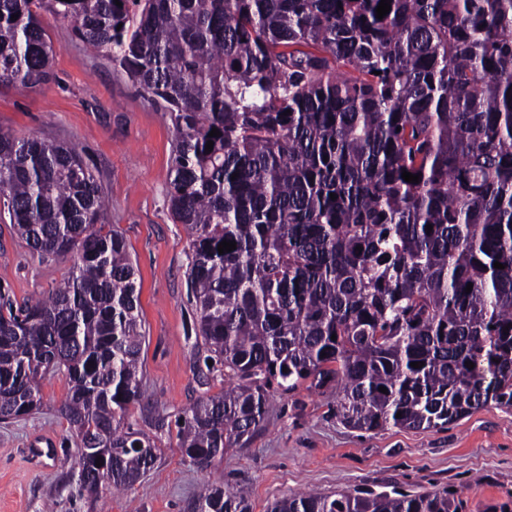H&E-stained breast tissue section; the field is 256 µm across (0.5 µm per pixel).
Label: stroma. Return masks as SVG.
<instances>
[{"mask_svg": "<svg viewBox=\"0 0 512 512\" xmlns=\"http://www.w3.org/2000/svg\"><path fill=\"white\" fill-rule=\"evenodd\" d=\"M55 47L49 82L0 88V132L77 148L110 202L109 219L136 265L146 327L143 397L128 422L152 431L162 450L132 488L91 499L74 466V433L58 409L64 375L47 376L35 413L0 422V512H190L208 480L244 486L252 512L306 490L337 493L399 487L457 491L465 512H512V410L489 405L438 431H357L336 417V387L301 385L273 393L267 420L211 471L182 457L173 422L224 387V368L207 370L196 344L186 270L191 235L167 204L175 131L106 58L75 39L70 24L46 16ZM69 258H45L0 223V289L17 302L45 299L68 278Z\"/></svg>", "mask_w": 512, "mask_h": 512, "instance_id": "1", "label": "stroma"}]
</instances>
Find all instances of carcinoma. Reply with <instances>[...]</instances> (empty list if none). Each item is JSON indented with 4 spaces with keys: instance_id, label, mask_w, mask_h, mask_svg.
I'll return each instance as SVG.
<instances>
[{
    "instance_id": "obj_1",
    "label": "carcinoma",
    "mask_w": 512,
    "mask_h": 512,
    "mask_svg": "<svg viewBox=\"0 0 512 512\" xmlns=\"http://www.w3.org/2000/svg\"><path fill=\"white\" fill-rule=\"evenodd\" d=\"M379 2L0 0V87L49 80L51 13L169 113L167 202L192 232L196 339L233 380L175 420L201 468L263 427L271 392L308 380L336 383V418L366 432L512 408V0H390L382 19ZM107 209L73 146L0 133V220L73 259L45 300L0 292V421L30 415L44 378L65 375L59 413L95 496L133 487L160 453L127 422L146 329ZM224 240L236 249L221 255ZM193 512L252 504L213 483ZM269 512L462 502L446 489L308 491Z\"/></svg>"
}]
</instances>
